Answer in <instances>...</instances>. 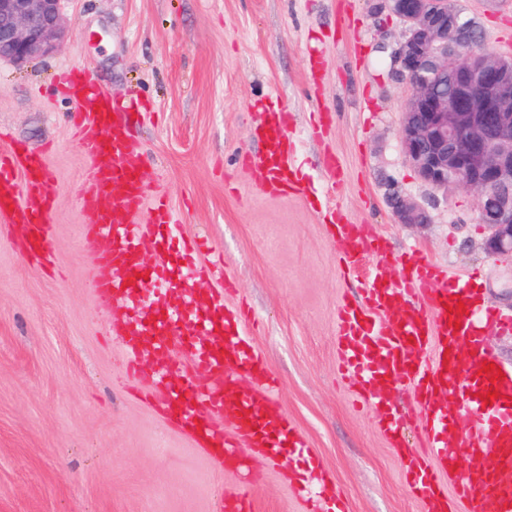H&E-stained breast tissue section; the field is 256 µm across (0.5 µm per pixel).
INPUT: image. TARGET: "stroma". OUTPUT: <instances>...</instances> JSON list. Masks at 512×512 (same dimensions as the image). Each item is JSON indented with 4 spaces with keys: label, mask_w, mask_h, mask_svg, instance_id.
I'll list each match as a JSON object with an SVG mask.
<instances>
[{
    "label": "stroma",
    "mask_w": 512,
    "mask_h": 512,
    "mask_svg": "<svg viewBox=\"0 0 512 512\" xmlns=\"http://www.w3.org/2000/svg\"><path fill=\"white\" fill-rule=\"evenodd\" d=\"M486 49L512 56V0H455ZM51 52L0 61V129L44 153L56 179L48 264L0 217V512H220V494L253 512H305L289 459L255 462L242 484L162 420L159 390L130 374L90 270L91 170L73 138L60 77L78 67L104 92L139 94L129 133L149 193L167 196L176 230L224 255L229 305L255 322L251 341L279 382L300 436L350 512H424L401 461L354 384L337 374L336 307L356 298L339 242L319 210L368 225L388 275L421 252L448 276L482 273V297L512 313V257L485 250L473 192L421 181L400 144L409 96L394 74L401 21L382 0H65ZM286 109L307 193L270 195L242 161L265 107ZM424 206L401 224L392 193Z\"/></svg>",
    "instance_id": "35a3bbf8"
}]
</instances>
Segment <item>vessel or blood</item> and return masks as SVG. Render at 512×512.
I'll return each mask as SVG.
<instances>
[{"instance_id": "vessel-or-blood-1", "label": "vessel or blood", "mask_w": 512, "mask_h": 512, "mask_svg": "<svg viewBox=\"0 0 512 512\" xmlns=\"http://www.w3.org/2000/svg\"><path fill=\"white\" fill-rule=\"evenodd\" d=\"M65 86L79 147L93 169L90 235L108 244L91 281L124 313L114 334L128 370L160 388L162 416L217 462L299 459L304 469L294 488L307 512H348L276 397L241 317L224 303L222 258L198 262L195 246L171 233L176 219L168 198L149 195L128 133L137 102L98 91L79 71ZM256 137L261 148L247 162L261 188L275 195L296 190L287 113H267ZM54 193L41 155L22 147L0 152V216L24 225L37 259L52 249ZM333 236L345 245L341 260L351 273L367 255L384 251L359 224H335ZM147 244L155 255L150 265L142 259ZM143 271L148 280H140ZM360 292L338 310L336 353L390 440L398 438L392 392L413 382L424 441L401 452L407 488L424 500L425 512H448L452 496L465 512H512V369L495 380L485 371L494 360L488 336L511 331L512 318L483 308L477 275L448 278L419 255L405 258L393 278L373 270ZM456 429L455 442L449 433Z\"/></svg>"}]
</instances>
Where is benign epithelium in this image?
Instances as JSON below:
<instances>
[{
	"label": "benign epithelium",
	"instance_id": "1",
	"mask_svg": "<svg viewBox=\"0 0 512 512\" xmlns=\"http://www.w3.org/2000/svg\"><path fill=\"white\" fill-rule=\"evenodd\" d=\"M406 26L394 51L396 74L412 93L400 118L406 160L436 190L475 193L477 221L491 255L512 254V57L451 63L472 43L473 22L453 0H382ZM62 0H0V60L21 64L64 37ZM494 202L487 223L482 199ZM405 224H427L428 210L394 193Z\"/></svg>",
	"mask_w": 512,
	"mask_h": 512
}]
</instances>
